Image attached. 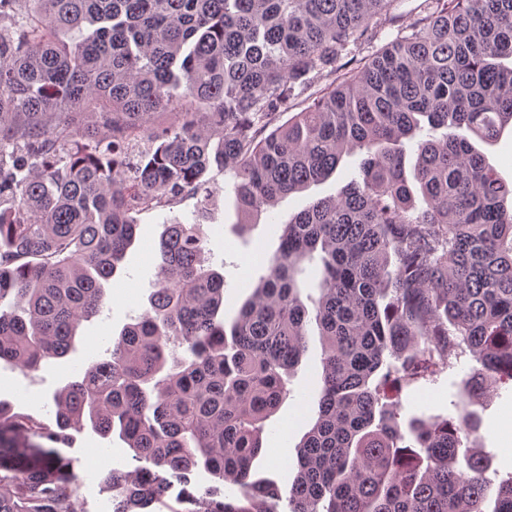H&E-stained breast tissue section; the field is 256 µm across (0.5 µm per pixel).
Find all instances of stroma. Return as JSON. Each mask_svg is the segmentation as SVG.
<instances>
[{
  "label": "stroma",
  "instance_id": "obj_1",
  "mask_svg": "<svg viewBox=\"0 0 512 512\" xmlns=\"http://www.w3.org/2000/svg\"><path fill=\"white\" fill-rule=\"evenodd\" d=\"M362 153L346 156L335 175L307 191L282 198L274 208L244 218L233 192L231 171L211 167L207 177L210 196L203 230L211 252L207 263L224 275V319L232 321L264 274L278 246L283 222L312 199L338 194L351 173L357 172ZM197 200L183 198L171 207L138 214L139 231L123 259L118 274L105 285L104 304L99 314L83 322L78 330L76 349L69 356L44 362L38 371L26 372L0 363V400L15 410L44 422H53L55 393L76 380L85 368L107 359L112 339L123 326L143 313L153 291L159 243L166 225L193 223ZM321 339L316 327L308 329V349L295 376L290 393L268 422L264 450L253 465V475L290 485L297 473L295 447L313 426L317 417L318 379L322 372ZM471 355H463L453 377L422 380L401 395V422L414 416L444 418L448 415V384L461 382L472 367ZM478 420L472 439L481 447L487 461L486 477L500 481L512 474V393L496 387L469 406ZM72 461L77 485L79 512H111V493L102 475L120 469L133 470L131 452L119 434L104 437L91 428L70 432L64 445Z\"/></svg>",
  "mask_w": 512,
  "mask_h": 512
}]
</instances>
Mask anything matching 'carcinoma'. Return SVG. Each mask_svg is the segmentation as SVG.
Listing matches in <instances>:
<instances>
[{
	"instance_id": "obj_1",
	"label": "carcinoma",
	"mask_w": 512,
	"mask_h": 512,
	"mask_svg": "<svg viewBox=\"0 0 512 512\" xmlns=\"http://www.w3.org/2000/svg\"><path fill=\"white\" fill-rule=\"evenodd\" d=\"M393 2L28 0L30 21L0 0V361L35 371L69 355L136 215L193 196L202 216L212 164L249 215L367 152L340 193L283 224L228 330L200 224L166 225L148 309L58 392L55 427L0 400V512H76L70 459L44 442L88 425L119 429L137 462L104 476L112 512H157L174 481L180 512H512V475L484 476L465 409L491 382L512 386V186L473 144L512 125V0H423L403 34L337 75L397 22ZM91 102L105 136L75 122ZM175 105L176 121L155 120ZM312 321L317 421L290 486L254 480ZM461 343L479 367L448 397L456 416L403 431L391 394L457 368ZM171 345L185 357L169 371ZM200 466L231 489L190 487Z\"/></svg>"
}]
</instances>
